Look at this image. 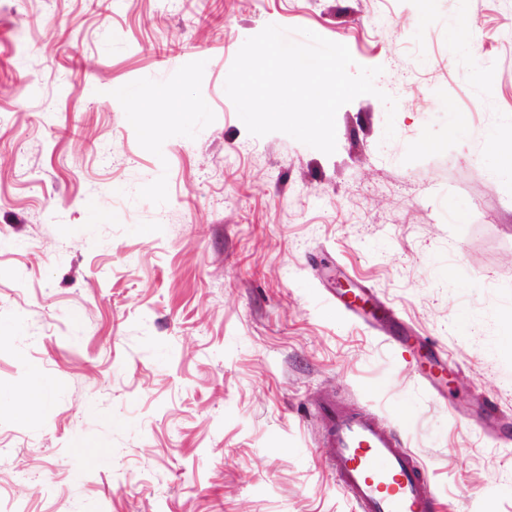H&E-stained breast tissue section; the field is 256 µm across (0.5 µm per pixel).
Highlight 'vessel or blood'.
Returning a JSON list of instances; mask_svg holds the SVG:
<instances>
[{
	"label": "vessel or blood",
	"instance_id": "obj_1",
	"mask_svg": "<svg viewBox=\"0 0 512 512\" xmlns=\"http://www.w3.org/2000/svg\"><path fill=\"white\" fill-rule=\"evenodd\" d=\"M333 298L337 309L372 327L389 313L368 288H339ZM394 341L418 348L421 381L436 394H443L451 370L447 355L402 327L397 329ZM315 409L324 425V446L336 485L351 503L352 512H439L427 471L394 428L372 414L350 410L331 400L317 403Z\"/></svg>",
	"mask_w": 512,
	"mask_h": 512
}]
</instances>
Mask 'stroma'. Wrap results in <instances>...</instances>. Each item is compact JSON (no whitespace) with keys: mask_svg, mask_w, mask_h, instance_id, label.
I'll list each match as a JSON object with an SVG mask.
<instances>
[{"mask_svg":"<svg viewBox=\"0 0 512 512\" xmlns=\"http://www.w3.org/2000/svg\"><path fill=\"white\" fill-rule=\"evenodd\" d=\"M269 24L382 67L327 155L225 92ZM512 0H0V512H351L311 410L379 415L441 512H512ZM439 142L434 152L422 140ZM373 288L446 398L327 299ZM390 338L402 347L417 346L420 352L419 376L421 381L438 396L443 397L444 387L451 370L448 356L434 347L428 346L419 336L412 335L407 329L399 327L396 335ZM46 391L47 384L40 370L34 367L31 370L28 384L19 399V403L27 410L34 409L40 405Z\"/></svg>","mask_w":512,"mask_h":512,"instance_id":"35a3bbf8","label":"stroma"}]
</instances>
